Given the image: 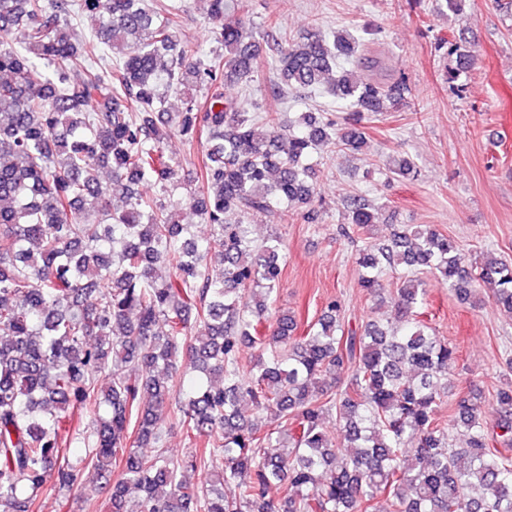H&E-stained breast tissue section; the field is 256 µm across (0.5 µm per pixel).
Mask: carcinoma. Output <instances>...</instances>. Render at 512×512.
I'll return each mask as SVG.
<instances>
[{
	"label": "carcinoma",
	"mask_w": 512,
	"mask_h": 512,
	"mask_svg": "<svg viewBox=\"0 0 512 512\" xmlns=\"http://www.w3.org/2000/svg\"><path fill=\"white\" fill-rule=\"evenodd\" d=\"M240 2L206 0L224 46L209 57L175 39L176 0L159 11L147 0H0V512H33L47 482L69 490L115 465L109 512H512V386L496 391L491 422L472 392L442 419L457 348L431 333L420 277L436 272L461 303L483 289L512 313V263L472 262L417 225L359 257V287L395 309L397 326L353 328L337 299L300 335L294 316L270 319L281 241L256 244L245 216L289 208L320 223L312 151L364 152L362 113L386 111L405 82L359 78L355 67L378 58L347 30L269 39ZM77 12L94 22L85 42L67 28ZM263 52L273 92L322 89L344 124L304 112L285 129L226 97L225 85L259 80ZM448 54L453 86L470 55L458 42ZM168 92L180 111L166 109ZM174 132L206 135L188 197L206 238L175 220L186 178L163 151ZM387 171L404 177L413 163L393 155ZM347 223L345 235L368 234L375 206L353 199ZM194 323L203 330L191 335ZM333 412L345 422L338 444L322 428ZM75 413L90 423L73 463L64 421ZM170 417L192 443L179 462L162 448Z\"/></svg>",
	"instance_id": "cac0c4a2"
}]
</instances>
